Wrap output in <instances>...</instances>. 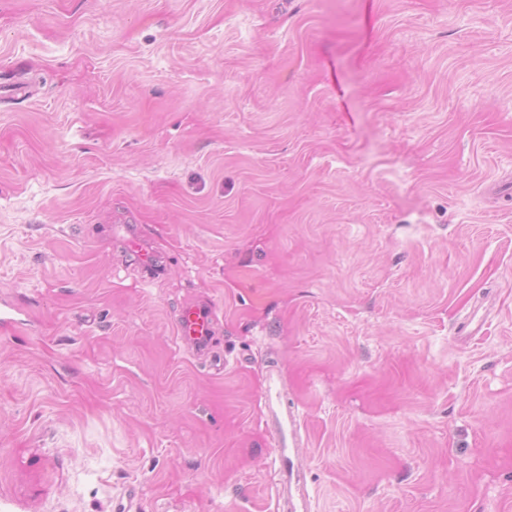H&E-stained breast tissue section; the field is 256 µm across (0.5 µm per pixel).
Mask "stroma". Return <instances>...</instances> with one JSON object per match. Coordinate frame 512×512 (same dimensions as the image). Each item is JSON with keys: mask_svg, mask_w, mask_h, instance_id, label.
<instances>
[{"mask_svg": "<svg viewBox=\"0 0 512 512\" xmlns=\"http://www.w3.org/2000/svg\"><path fill=\"white\" fill-rule=\"evenodd\" d=\"M0 304V512H271V367L313 512H512V0H0ZM126 249L128 253L136 257L138 265L144 273V278L153 280L163 274L164 269L161 262L143 236L128 237ZM214 314L211 301L185 302L175 322L178 345L199 357L211 356L214 347Z\"/></svg>", "mask_w": 512, "mask_h": 512, "instance_id": "1", "label": "stroma"}]
</instances>
